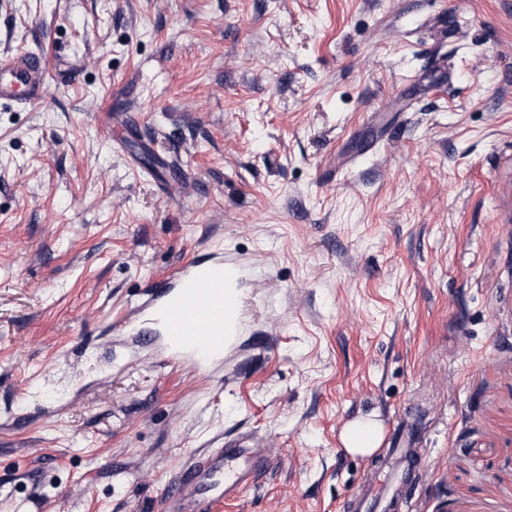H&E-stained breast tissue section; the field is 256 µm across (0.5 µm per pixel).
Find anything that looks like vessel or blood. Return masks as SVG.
Listing matches in <instances>:
<instances>
[{
    "label": "vessel or blood",
    "mask_w": 512,
    "mask_h": 512,
    "mask_svg": "<svg viewBox=\"0 0 512 512\" xmlns=\"http://www.w3.org/2000/svg\"><path fill=\"white\" fill-rule=\"evenodd\" d=\"M47 86L43 55L30 51L0 55V101H34ZM244 274L243 266L230 258L188 261L156 281L140 309L115 319L113 327L123 330L141 315H149L174 354L207 365L223 357L240 334L243 299L238 285ZM404 458L394 497L405 507L423 465L417 449H405ZM269 461L267 449L246 437L194 454L178 464L175 482L160 497L159 512H210L215 501L241 497Z\"/></svg>",
    "instance_id": "vessel-or-blood-1"
}]
</instances>
